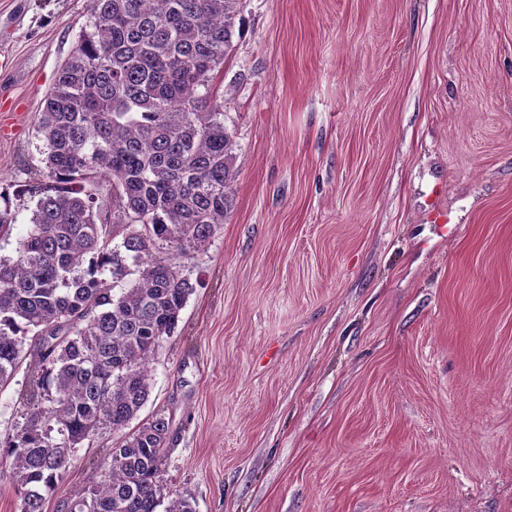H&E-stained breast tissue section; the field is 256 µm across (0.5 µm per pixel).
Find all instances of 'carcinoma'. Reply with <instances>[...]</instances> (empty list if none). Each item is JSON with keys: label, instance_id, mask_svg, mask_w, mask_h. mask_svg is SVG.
I'll return each mask as SVG.
<instances>
[{"label": "carcinoma", "instance_id": "carcinoma-1", "mask_svg": "<svg viewBox=\"0 0 512 512\" xmlns=\"http://www.w3.org/2000/svg\"><path fill=\"white\" fill-rule=\"evenodd\" d=\"M241 0H90L89 22L45 95L37 130L49 182L16 255L0 259V391L30 356L23 423L0 441L19 512H44L79 448L129 425L148 365L193 286L179 256L206 247L234 207L233 135L215 81ZM112 182V207L86 185ZM122 224L121 248L109 247ZM131 260L114 294L104 277ZM159 416L109 449L100 479L64 512H195L163 478Z\"/></svg>", "mask_w": 512, "mask_h": 512}]
</instances>
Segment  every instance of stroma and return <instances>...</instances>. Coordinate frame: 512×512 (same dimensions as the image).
I'll list each match as a JSON object with an SVG mask.
<instances>
[{"label": "stroma", "mask_w": 512, "mask_h": 512, "mask_svg": "<svg viewBox=\"0 0 512 512\" xmlns=\"http://www.w3.org/2000/svg\"><path fill=\"white\" fill-rule=\"evenodd\" d=\"M88 0H0L14 256ZM234 210L135 425L195 512H512V0H242ZM442 214L444 223L434 221ZM80 448L44 506L84 494Z\"/></svg>", "instance_id": "stroma-1"}]
</instances>
